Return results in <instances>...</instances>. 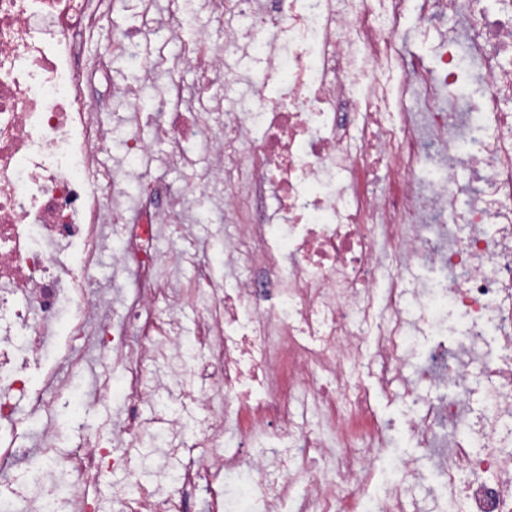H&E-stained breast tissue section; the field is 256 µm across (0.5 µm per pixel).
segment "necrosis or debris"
I'll list each match as a JSON object with an SVG mask.
<instances>
[{
    "mask_svg": "<svg viewBox=\"0 0 512 512\" xmlns=\"http://www.w3.org/2000/svg\"><path fill=\"white\" fill-rule=\"evenodd\" d=\"M106 2L0 0V474L23 461L70 479L65 498L18 484L12 504L97 512L86 482L108 455L126 476L112 491L114 512H186L183 491L196 484L208 492L204 512H356L359 502L366 512H512V0H200L213 26L173 58L145 51L152 0H119L143 20L123 35ZM411 11L414 38L437 43V67L398 49ZM92 32L105 55L139 61L155 84L157 138L190 167L184 141L207 147L208 180L170 189L168 211L145 201L129 222L118 206L124 183L101 159L112 132L88 98L83 39ZM233 57L258 64V79ZM183 69L247 85L248 105L225 113L221 135L196 123L175 78ZM414 93L420 110L410 115ZM122 139L146 197L156 187L141 165L150 146L133 130ZM243 164L245 187L235 180ZM380 165L401 191L360 193L358 171ZM428 165L438 176L426 183ZM214 182L224 185L226 219L254 206L240 230L258 272L230 290L199 254L157 247L169 212ZM109 224L121 227L112 292L125 272L139 277L127 325L113 334L96 290ZM169 260L195 268L204 305L191 340L161 325L160 309L178 305L160 278ZM450 308L453 350L441 341ZM92 336L100 361L125 370L127 410L111 438L91 433L59 455L46 420L68 401L57 373L80 366L76 346ZM154 365L175 380L172 397L201 410L191 432L166 412L141 411ZM366 365L383 391L409 400L407 425L422 447L448 445L441 487L426 500L402 484L366 492L389 429L356 381ZM201 377L211 389L199 395ZM477 391L482 406L464 409L461 396ZM33 419L44 426L30 455ZM159 426L179 465L165 486L145 483L138 465L141 440ZM270 438L278 452L251 454Z\"/></svg>",
    "mask_w": 512,
    "mask_h": 512,
    "instance_id": "1",
    "label": "necrosis or debris"
}]
</instances>
